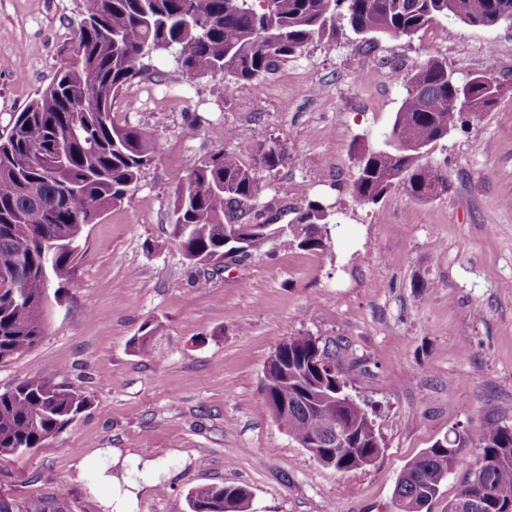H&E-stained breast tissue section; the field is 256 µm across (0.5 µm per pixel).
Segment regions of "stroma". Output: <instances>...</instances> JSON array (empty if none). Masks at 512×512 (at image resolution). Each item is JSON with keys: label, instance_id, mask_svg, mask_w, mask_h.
I'll list each match as a JSON object with an SVG mask.
<instances>
[{"label": "stroma", "instance_id": "stroma-1", "mask_svg": "<svg viewBox=\"0 0 512 512\" xmlns=\"http://www.w3.org/2000/svg\"><path fill=\"white\" fill-rule=\"evenodd\" d=\"M79 5L0 0V131L53 80ZM431 57L461 80L495 61L505 92L433 148L446 195L357 203L356 144L386 135L409 63ZM147 67L112 117L152 135L158 157L86 227L42 342L0 364V391L49 379L91 405L46 446L0 457V493L65 512H188V493L224 484L250 490L249 512H397L407 463L461 430L469 445L430 509L448 512L486 423L512 426V26L443 20L369 47L343 30L221 99L171 56ZM272 140L288 161L263 175L262 199L283 197L288 221L311 200L331 207L328 249L268 247L204 275L174 243L175 176L221 150L253 162ZM147 324L157 333L143 353ZM292 336L335 351L371 405L382 448L370 466L321 465L270 415L264 368Z\"/></svg>", "mask_w": 512, "mask_h": 512}]
</instances>
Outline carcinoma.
Instances as JSON below:
<instances>
[{"instance_id":"obj_1","label":"carcinoma","mask_w":512,"mask_h":512,"mask_svg":"<svg viewBox=\"0 0 512 512\" xmlns=\"http://www.w3.org/2000/svg\"><path fill=\"white\" fill-rule=\"evenodd\" d=\"M83 21L76 38L82 59L61 58L52 83L13 115L0 139V267H15L11 287L0 292V362L37 347L47 332L45 281L59 295L82 256L85 228L122 201L157 154L156 140L139 128L121 126L112 105L121 90L146 73L145 61L167 53L184 73L219 74L212 93L223 96L239 82L254 86L314 38L332 37L343 26L369 42L377 35L412 37L433 24L453 19L469 25L512 24V0H81ZM480 104L464 114L452 101L463 86ZM485 84H465L448 72L445 60L430 58L410 66L405 94L391 129L379 144L356 154L353 199L376 204L399 188L428 201L448 193V175L427 160L448 132L479 119L495 105L484 97ZM288 159L276 140L259 150L250 164L220 151L175 177L174 223L187 224L178 239L182 252L213 262L236 247L242 262L275 243L281 247L322 250L336 226L318 201L299 209L295 224H317L320 236L302 240L276 223L281 201L258 203L260 172H272ZM317 350L311 336H292L277 347L279 364L264 371L268 407L288 401L293 410L289 434L304 444L323 426L339 421L349 431L338 449L343 471L376 459L382 440L366 408L316 407L323 392L345 386L339 373L311 365ZM91 406L82 389L43 379L0 392V457L41 448ZM467 437L452 432L411 460L409 478L397 481L394 495L432 501L458 463ZM481 452L460 493L476 483L484 463L487 497L482 512L512 506V427L488 424L479 438ZM250 491L216 485L189 498L190 512H248ZM0 512H64L42 497L16 499L0 493Z\"/></svg>"}]
</instances>
